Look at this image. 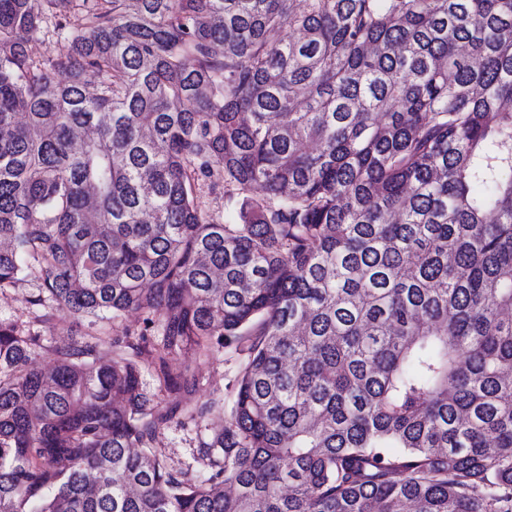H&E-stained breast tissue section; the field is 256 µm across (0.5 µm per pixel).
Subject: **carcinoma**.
<instances>
[{"label":"carcinoma","instance_id":"obj_1","mask_svg":"<svg viewBox=\"0 0 512 512\" xmlns=\"http://www.w3.org/2000/svg\"><path fill=\"white\" fill-rule=\"evenodd\" d=\"M2 241L37 321L157 338L46 373L0 321V512H512V0H0ZM220 348L175 474L224 405L171 361ZM198 203L201 209L209 214L221 216L224 223L230 224L237 221L239 205L236 198L229 200L224 194H212L206 186H197ZM242 360L243 356L231 349H221L211 357L189 352L173 362V368L186 371L189 376L194 375L199 380L197 398L200 401L224 400V408L227 411L233 398L234 384ZM224 425V413L214 412L204 422L197 424L193 421L185 420L184 424L177 423L176 420L161 430L158 437L157 448L162 452V458L165 460L169 470L179 472L186 468L189 463L193 469L198 470L199 465L193 462V454H197L199 431L207 428L212 429Z\"/></svg>","mask_w":512,"mask_h":512}]
</instances>
